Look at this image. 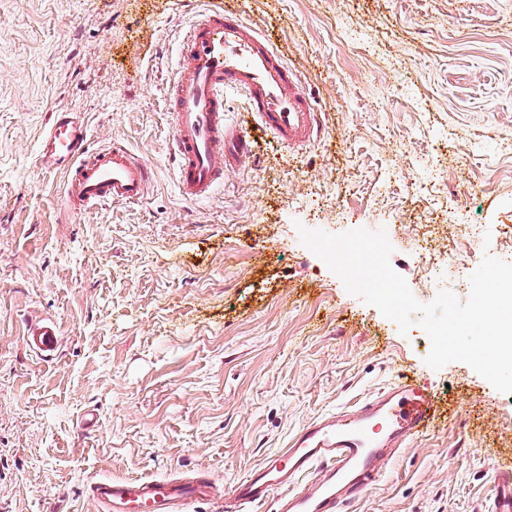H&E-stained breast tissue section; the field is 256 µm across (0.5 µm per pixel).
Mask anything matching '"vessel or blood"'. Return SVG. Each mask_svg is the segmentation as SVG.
Here are the masks:
<instances>
[{"instance_id": "vessel-or-blood-1", "label": "vessel or blood", "mask_w": 512, "mask_h": 512, "mask_svg": "<svg viewBox=\"0 0 512 512\" xmlns=\"http://www.w3.org/2000/svg\"><path fill=\"white\" fill-rule=\"evenodd\" d=\"M181 52L170 93L169 141L184 199L209 198L225 172L250 155L244 134L224 123L227 94H242L251 113L290 150L320 137L322 114L298 74L231 6L199 14L181 39ZM40 162L65 173L63 207L80 214L141 202L154 175L148 162L121 143L90 149L86 125L70 112L51 114ZM26 344L52 359L61 347L57 325L29 324ZM441 418L434 395L403 373L358 405L307 421L283 450L230 488L201 473L102 479L89 485L88 495L96 512H193L196 503L214 499L223 500L224 512H250L268 501L276 512H350L397 455ZM495 472L501 494L493 510L512 512V457L499 458Z\"/></svg>"}]
</instances>
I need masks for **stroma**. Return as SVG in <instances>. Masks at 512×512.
Here are the masks:
<instances>
[{
    "label": "stroma",
    "instance_id": "1",
    "mask_svg": "<svg viewBox=\"0 0 512 512\" xmlns=\"http://www.w3.org/2000/svg\"><path fill=\"white\" fill-rule=\"evenodd\" d=\"M224 0H0V512H94L90 481L204 471L231 486L311 418L408 371L438 426L397 457L356 512H491L512 456V394L469 365L441 369L348 293L299 227L385 230L390 263L431 302L413 241L512 257V0H234L325 115L297 155L229 94L252 153L184 202L169 156L166 79L179 31ZM90 147L119 140L155 170L136 205L72 216L39 162L47 115ZM487 228L471 241L438 204ZM55 319L62 354L25 344Z\"/></svg>",
    "mask_w": 512,
    "mask_h": 512
}]
</instances>
